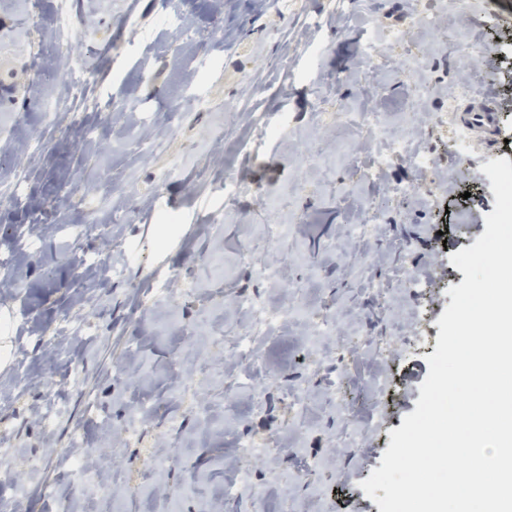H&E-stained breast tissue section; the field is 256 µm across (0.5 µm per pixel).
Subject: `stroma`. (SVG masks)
<instances>
[{
	"instance_id": "obj_1",
	"label": "stroma",
	"mask_w": 512,
	"mask_h": 512,
	"mask_svg": "<svg viewBox=\"0 0 512 512\" xmlns=\"http://www.w3.org/2000/svg\"><path fill=\"white\" fill-rule=\"evenodd\" d=\"M71 6L81 21L67 30L60 0H0V179L30 173L23 203L0 207V240H40L0 287V512H380L360 483L416 408L447 290L464 280L450 257L494 210L481 167L512 157V0ZM72 66L98 77V103L59 113L47 135ZM402 67L427 77L424 107ZM336 72L345 82L321 96ZM463 81L471 93L449 105ZM180 96L192 103L175 124ZM482 104L496 131L459 141ZM373 112L432 173L377 170ZM70 224L92 225L83 248L106 270L61 253ZM274 224L291 230L273 249ZM349 224L374 231L344 250ZM275 256L277 289L253 272ZM159 261L181 277L154 303ZM242 296L299 313L243 350ZM277 439L275 460L240 452ZM82 441L96 490L73 479ZM187 483L194 494L170 504Z\"/></svg>"
}]
</instances>
